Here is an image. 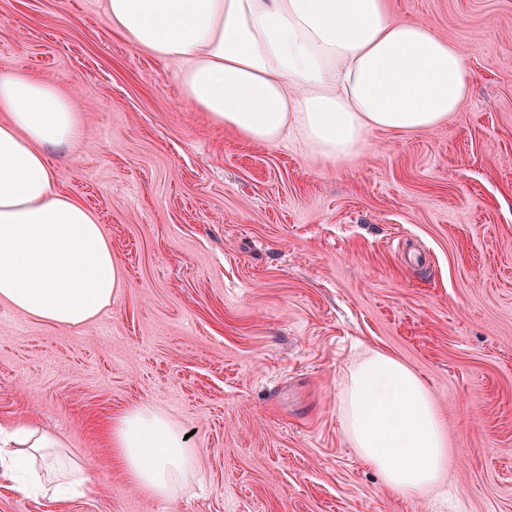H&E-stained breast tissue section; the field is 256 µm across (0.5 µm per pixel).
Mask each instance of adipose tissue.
<instances>
[{"label": "adipose tissue", "mask_w": 512, "mask_h": 512, "mask_svg": "<svg viewBox=\"0 0 512 512\" xmlns=\"http://www.w3.org/2000/svg\"><path fill=\"white\" fill-rule=\"evenodd\" d=\"M112 29L155 56L183 62L185 96L212 123L263 144L299 141L316 159L356 155L375 131L423 133L460 110L471 71L428 24L391 17L387 0H105ZM0 303L78 327L110 307L122 267L100 224L56 187L47 150L80 120L51 84L0 74ZM361 461L394 493L440 488L447 442L432 396L395 357L372 351L341 394ZM128 476L154 496L188 493L200 472L185 434L137 406L110 426ZM0 477L49 498L91 480L60 437L20 424L0 430Z\"/></svg>", "instance_id": "1"}]
</instances>
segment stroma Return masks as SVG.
<instances>
[{
	"label": "stroma",
	"instance_id": "1",
	"mask_svg": "<svg viewBox=\"0 0 512 512\" xmlns=\"http://www.w3.org/2000/svg\"><path fill=\"white\" fill-rule=\"evenodd\" d=\"M467 61L448 124L370 133L337 164L214 125L180 65L114 33L102 0H0V73L80 115L49 150L125 272L82 327L0 304V426L57 432L83 496L0 479V512H512V0H388ZM381 350L430 389L448 479L402 497L346 437L342 383ZM136 406L195 448L203 485L160 499L107 435Z\"/></svg>",
	"mask_w": 512,
	"mask_h": 512
}]
</instances>
